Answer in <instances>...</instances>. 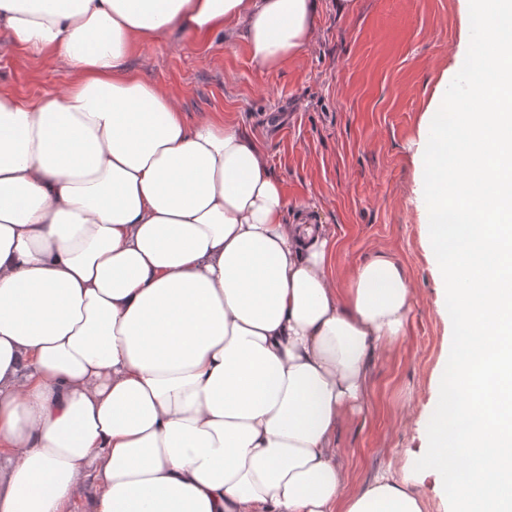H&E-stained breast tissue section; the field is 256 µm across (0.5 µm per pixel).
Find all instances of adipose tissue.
Returning <instances> with one entry per match:
<instances>
[{
  "mask_svg": "<svg viewBox=\"0 0 512 512\" xmlns=\"http://www.w3.org/2000/svg\"><path fill=\"white\" fill-rule=\"evenodd\" d=\"M318 0H0L64 93L0 90V512H424L332 447L412 291L378 258L337 288V243L255 141L187 119L130 67L172 34L244 27L274 69Z\"/></svg>",
  "mask_w": 512,
  "mask_h": 512,
  "instance_id": "1",
  "label": "adipose tissue"
}]
</instances>
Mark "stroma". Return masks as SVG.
Masks as SVG:
<instances>
[{"label": "stroma", "mask_w": 512, "mask_h": 512, "mask_svg": "<svg viewBox=\"0 0 512 512\" xmlns=\"http://www.w3.org/2000/svg\"><path fill=\"white\" fill-rule=\"evenodd\" d=\"M468 22L465 0H352L342 16L335 0H319L315 43L275 69L252 62L237 25L130 57L187 115H216L256 141L289 205L309 206L334 233L339 287L374 258L402 266L413 293L405 333L371 367L359 412L336 432V460L351 491L392 469L425 512H450L447 497L432 471L415 472L406 458L437 401L452 323L417 194L419 123L443 75L462 67ZM66 83L54 58L0 38V89L30 102Z\"/></svg>", "instance_id": "1"}]
</instances>
